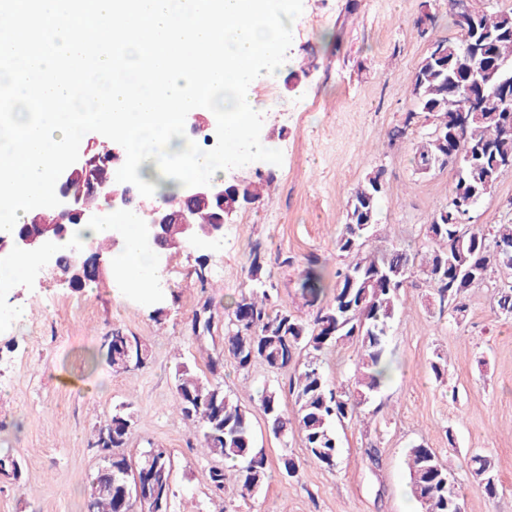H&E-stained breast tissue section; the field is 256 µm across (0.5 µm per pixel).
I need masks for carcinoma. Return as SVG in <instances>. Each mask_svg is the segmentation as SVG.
I'll list each match as a JSON object with an SVG mask.
<instances>
[{
	"label": "carcinoma",
	"mask_w": 512,
	"mask_h": 512,
	"mask_svg": "<svg viewBox=\"0 0 512 512\" xmlns=\"http://www.w3.org/2000/svg\"><path fill=\"white\" fill-rule=\"evenodd\" d=\"M479 33L437 39L448 49L446 61L426 54L415 71L412 85L414 110L393 127L391 139L403 138L412 125L424 120L453 131L457 150L443 148L437 138L425 136L416 145L413 162L419 169L430 164L451 168L455 180L448 203L436 210L425 227L424 242H395L383 251L367 250L384 193V171L378 168L359 183L347 201L346 222L336 239L344 266L336 270L331 295H326L324 274L316 258L301 273L300 289L306 302H321L312 317L304 319L274 302L265 255L258 248L249 254V287L224 309V353L212 357L200 375L185 362L175 367V408L189 422L203 449L230 460V467L214 466L209 479L215 491L232 488L241 498L255 496L266 479L267 455L259 446L251 410L224 391L218 380L224 358L239 371L255 362L273 372L294 369L289 394L296 411L288 415L276 388L265 389L259 409L269 433L284 442L298 430L307 456L326 469L336 467L340 442L336 423L362 421L364 409L389 378L385 349L390 325L400 306L401 293L419 278L431 288L439 312L456 317L466 311L469 291L492 282L497 289V312L512 318V224H496L487 231L471 223V212L505 172L504 158H512V122L502 121L501 110L512 107V9L487 14L478 11ZM479 40L495 65L484 66L467 53V43ZM486 72L483 94L487 108L477 118L455 124L472 85L471 70ZM101 166L93 182L75 179L83 203L101 196L112 183L118 157L113 148L96 146L90 153ZM344 342L356 346L354 374L346 385L332 382L322 367L323 355ZM112 369L127 371L147 364L149 351L139 337L115 328L107 337ZM127 407L113 408L110 420L98 432L112 435L104 445L103 465L90 483L87 512H136V498L126 495L120 473L136 466L148 469L149 491L162 497L165 512H172L173 459L162 448H149L132 458L122 452L133 428ZM410 489L422 512H455L460 502L456 483L436 453L422 444L408 449ZM473 473L485 495L494 498L499 484L484 459L471 457Z\"/></svg>",
	"instance_id": "1"
}]
</instances>
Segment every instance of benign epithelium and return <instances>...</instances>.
Returning a JSON list of instances; mask_svg holds the SVG:
<instances>
[{
    "instance_id": "benign-epithelium-1",
    "label": "benign epithelium",
    "mask_w": 512,
    "mask_h": 512,
    "mask_svg": "<svg viewBox=\"0 0 512 512\" xmlns=\"http://www.w3.org/2000/svg\"><path fill=\"white\" fill-rule=\"evenodd\" d=\"M91 149H86L82 156L59 177L60 188L57 197L61 204L55 207L60 223L44 226L38 232H22L10 238H0V255L33 256L38 259L37 273H53L59 269L57 249L66 244L67 225L63 221L94 224L99 220V213L86 211L80 197L70 188L69 180L78 172H90L89 159ZM240 183L231 177L227 180L214 181L209 186L188 187L183 190L188 205L178 212L168 210L167 206L151 198L140 195L129 183L113 182L107 188V207L122 208L123 211H135L143 216V241L154 249L158 259L162 260L172 251H182L190 247L205 248L224 235L225 217L236 211L229 192L239 191ZM218 208L214 219L209 224L197 220L200 208ZM90 247L72 249L66 262V270L59 275L61 281L73 287L84 280L87 273V256Z\"/></svg>"
}]
</instances>
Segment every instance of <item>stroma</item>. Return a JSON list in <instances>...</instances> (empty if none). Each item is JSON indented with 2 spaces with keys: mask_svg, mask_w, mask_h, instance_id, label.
<instances>
[{
  "mask_svg": "<svg viewBox=\"0 0 512 512\" xmlns=\"http://www.w3.org/2000/svg\"><path fill=\"white\" fill-rule=\"evenodd\" d=\"M457 19L449 0H303L276 80L253 91L261 135L282 150L283 163L233 169L261 196L229 217L222 251L168 256L157 296L110 276L89 289L50 276L20 279L0 301L28 310L20 324L0 318V454L20 464L18 478L0 476V512H85L88 479L102 464L94 434L119 404L134 420L128 456L145 448L172 454L173 512H420L405 466L415 444L432 448L452 473L465 512H512V318L495 313L490 287L472 289L455 320L439 314L422 280L404 288L387 338L390 377L364 424L337 426L335 469L308 459L299 434L283 443L268 433L258 396L287 375L263 363L242 373L228 362L220 375L225 391L254 410L268 456L267 480L254 498L212 490L209 470L220 460L205 454L172 410L176 362L202 370L224 350V309L247 284L252 247L267 256L279 304L309 316L299 272L313 255L328 273L341 267L335 241L348 198L378 168L385 192L369 248L423 241L455 172L416 173L411 158L426 124L404 139L389 132L412 107V78L429 42L459 37ZM473 221L512 224V172L483 198ZM206 305L213 329L199 336L192 322ZM115 328L146 344L145 367L113 371L105 338ZM439 356L448 360L440 379L430 369ZM474 454L498 476L496 498L467 466ZM286 457L298 465L297 477L284 475Z\"/></svg>",
  "mask_w": 512,
  "mask_h": 512,
  "instance_id": "stroma-1",
  "label": "stroma"
}]
</instances>
